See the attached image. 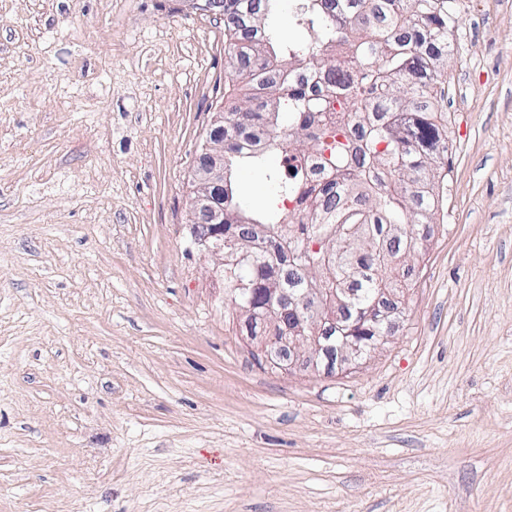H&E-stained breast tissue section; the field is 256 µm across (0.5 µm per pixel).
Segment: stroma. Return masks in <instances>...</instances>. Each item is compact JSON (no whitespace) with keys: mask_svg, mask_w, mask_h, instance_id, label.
<instances>
[{"mask_svg":"<svg viewBox=\"0 0 512 512\" xmlns=\"http://www.w3.org/2000/svg\"><path fill=\"white\" fill-rule=\"evenodd\" d=\"M445 204L387 334L328 369L260 337L191 243L204 0H0V512H512V0H470ZM265 153L234 174L270 209Z\"/></svg>","mask_w":512,"mask_h":512,"instance_id":"35a3bbf8","label":"stroma"}]
</instances>
